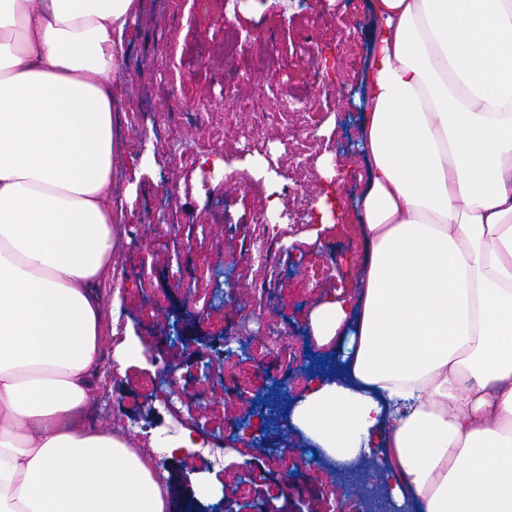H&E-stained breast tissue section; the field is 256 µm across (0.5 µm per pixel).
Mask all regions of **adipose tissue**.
Returning a JSON list of instances; mask_svg holds the SVG:
<instances>
[{"mask_svg": "<svg viewBox=\"0 0 512 512\" xmlns=\"http://www.w3.org/2000/svg\"><path fill=\"white\" fill-rule=\"evenodd\" d=\"M139 0H0V512H171L167 472L86 413L117 245L118 51ZM349 358L288 411L399 512H512V0H371Z\"/></svg>", "mask_w": 512, "mask_h": 512, "instance_id": "adipose-tissue-1", "label": "adipose tissue"}]
</instances>
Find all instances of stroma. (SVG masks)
I'll return each instance as SVG.
<instances>
[{
    "label": "stroma",
    "mask_w": 512,
    "mask_h": 512,
    "mask_svg": "<svg viewBox=\"0 0 512 512\" xmlns=\"http://www.w3.org/2000/svg\"><path fill=\"white\" fill-rule=\"evenodd\" d=\"M372 27L368 0H141L119 52L113 261L124 287L103 340L100 365L109 377L92 421L149 452L156 436L177 437L196 420L223 421V436L210 440L219 456L162 460L176 500L202 482L216 488L201 502L206 512L228 503L234 512H343V486L297 432L268 430L261 453L238 426L274 386L297 401L310 384L309 368L338 356L336 345L316 346L308 316L326 295L355 291L364 259L355 203L364 190L359 131ZM269 53L270 73L258 64ZM328 87L336 96L326 106ZM213 156L225 169L205 165ZM327 158L342 209L335 223L322 225L315 205ZM271 182L280 189L283 237L274 261L261 266L253 234L270 220ZM157 214L170 233L154 231ZM326 257L330 270L307 275ZM220 269L230 272L239 298L217 307L211 278ZM255 312L300 346L283 355L273 380L246 355L224 351L226 338ZM192 339L206 340L205 351L190 354ZM132 341L140 355L114 371L116 352ZM163 363L177 369L185 415L155 395L152 380ZM284 437L292 443L285 454L278 447Z\"/></svg>",
    "instance_id": "1"
}]
</instances>
